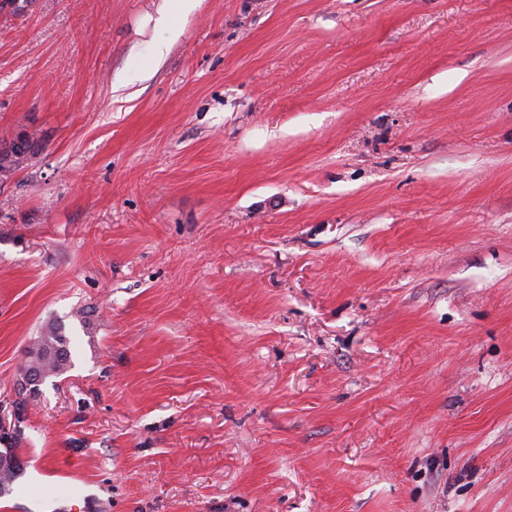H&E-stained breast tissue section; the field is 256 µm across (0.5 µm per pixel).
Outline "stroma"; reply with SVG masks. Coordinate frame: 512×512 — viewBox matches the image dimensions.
I'll list each match as a JSON object with an SVG mask.
<instances>
[{"mask_svg": "<svg viewBox=\"0 0 512 512\" xmlns=\"http://www.w3.org/2000/svg\"><path fill=\"white\" fill-rule=\"evenodd\" d=\"M22 131L11 512H512V0H27ZM63 327L55 320L48 321L39 335L24 350L25 359L19 375L26 369L37 367L52 377L66 373L71 366L70 340Z\"/></svg>", "mask_w": 512, "mask_h": 512, "instance_id": "stroma-1", "label": "stroma"}]
</instances>
